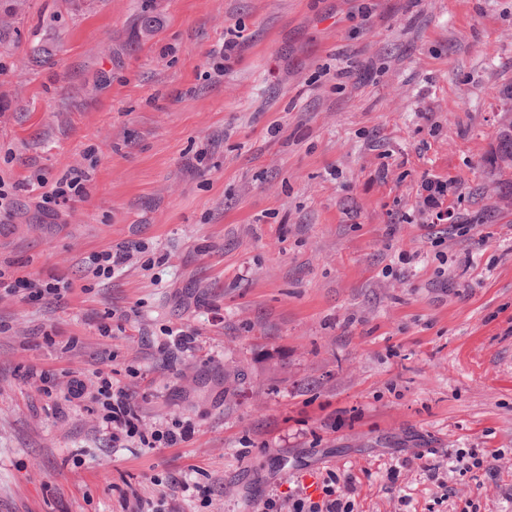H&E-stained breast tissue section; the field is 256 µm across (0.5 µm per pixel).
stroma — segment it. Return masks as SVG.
<instances>
[{"label":"stroma","mask_w":512,"mask_h":512,"mask_svg":"<svg viewBox=\"0 0 512 512\" xmlns=\"http://www.w3.org/2000/svg\"><path fill=\"white\" fill-rule=\"evenodd\" d=\"M510 86L512 0H27L0 266L65 289H0V512H260L330 472L356 512H512ZM101 372L193 434L113 445L67 398ZM491 163L499 169H512V132L508 129L497 130ZM83 178H86L85 174L77 173L74 176L63 177L57 180L51 191L41 197L39 208L49 211L52 205L66 203L76 197L83 198ZM142 249L140 243L131 244L130 246H120L115 250L112 248L94 253L91 258V265L93 274L97 277H109L112 271L122 264H124L130 254L134 251L139 252Z\"/></svg>","instance_id":"35a3bbf8"}]
</instances>
